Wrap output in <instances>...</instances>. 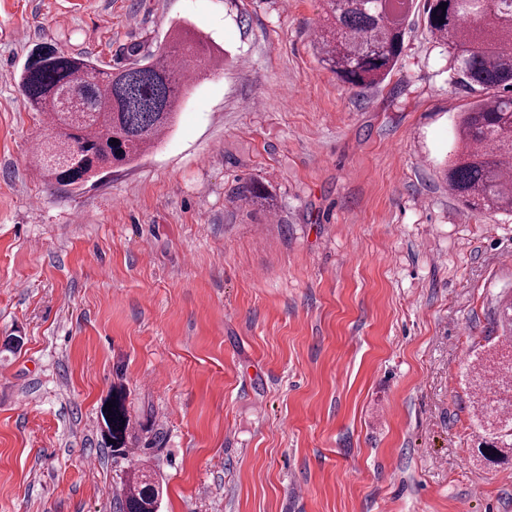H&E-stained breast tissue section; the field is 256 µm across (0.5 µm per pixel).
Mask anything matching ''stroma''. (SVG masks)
I'll use <instances>...</instances> for the list:
<instances>
[{"mask_svg":"<svg viewBox=\"0 0 512 512\" xmlns=\"http://www.w3.org/2000/svg\"><path fill=\"white\" fill-rule=\"evenodd\" d=\"M325 9L0 0V512H116L141 458L160 512H512L464 380L512 294V214L442 174L473 97L425 0L371 89L320 63ZM180 26L213 60L161 141L81 188L44 180L31 51L119 68ZM115 386L121 457L101 437ZM115 399V402H112ZM107 402L113 404L112 413L108 412ZM106 409V412H103ZM100 415L104 424L103 437L107 448H112L114 455H122L127 449L130 418L126 407V393L121 387H112V391L104 399ZM125 421V424H122ZM113 439V443H110Z\"/></svg>","mask_w":512,"mask_h":512,"instance_id":"stroma-1","label":"stroma"}]
</instances>
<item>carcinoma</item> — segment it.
Wrapping results in <instances>:
<instances>
[{
	"label": "carcinoma",
	"mask_w": 512,
	"mask_h": 512,
	"mask_svg": "<svg viewBox=\"0 0 512 512\" xmlns=\"http://www.w3.org/2000/svg\"><path fill=\"white\" fill-rule=\"evenodd\" d=\"M412 2L326 0L315 39L320 62L350 88L382 84L403 52ZM427 28L452 56L454 84L478 94L457 127L458 147L445 173L448 189L471 208L512 212V177L504 173V163L512 161V0H428ZM128 55L140 59L142 68H101L51 44L27 59L19 85L55 130L54 140L38 148V170L47 180L78 186L97 168L139 158L172 126L186 88L170 60H210L202 38L182 27L163 48L146 52L135 43ZM242 197L262 206L270 199L256 182L244 186ZM493 314L503 331L501 349L470 372L486 392L480 414L494 416L486 421L488 441L480 453L498 466L512 459V301H497ZM101 408L104 444L122 455L130 430L124 390L112 387ZM161 496L153 473L140 469L115 498L116 508L159 512Z\"/></svg>",
	"instance_id": "cac0c4a2"
}]
</instances>
